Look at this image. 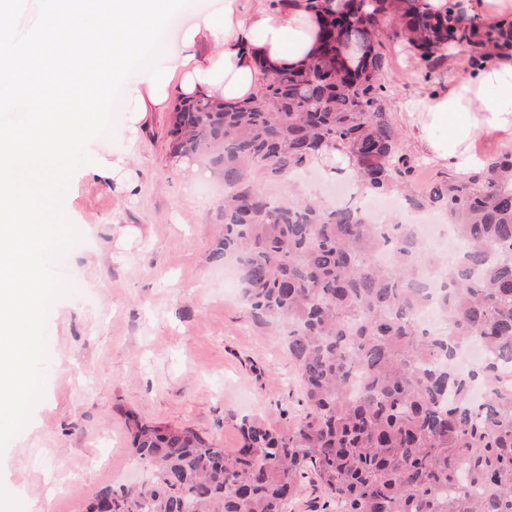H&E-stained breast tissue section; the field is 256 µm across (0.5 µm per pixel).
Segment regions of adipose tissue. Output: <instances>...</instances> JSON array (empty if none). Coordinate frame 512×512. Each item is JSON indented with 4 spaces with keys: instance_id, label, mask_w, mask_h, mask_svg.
Instances as JSON below:
<instances>
[{
    "instance_id": "ef3b65f1",
    "label": "adipose tissue",
    "mask_w": 512,
    "mask_h": 512,
    "mask_svg": "<svg viewBox=\"0 0 512 512\" xmlns=\"http://www.w3.org/2000/svg\"><path fill=\"white\" fill-rule=\"evenodd\" d=\"M249 3L244 10L239 0H224L222 11L202 16L184 31L187 54L172 53L164 68L131 90L129 127H136L148 108L163 110L175 99L250 100L275 71L302 67L315 56L320 27L308 0H287L283 6ZM201 42L222 49L199 58L190 48ZM176 70L182 79L174 91L169 74ZM406 118L418 152L435 165L462 174L481 168L482 143L512 142V48L496 52L476 75L411 99Z\"/></svg>"
}]
</instances>
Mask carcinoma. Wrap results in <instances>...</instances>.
<instances>
[{
	"mask_svg": "<svg viewBox=\"0 0 512 512\" xmlns=\"http://www.w3.org/2000/svg\"><path fill=\"white\" fill-rule=\"evenodd\" d=\"M309 4L322 44L307 65L277 71L246 102H182L169 130L175 156L205 155L224 180L209 259L233 260L253 321L284 331L306 413L286 426L243 417L228 453L129 412L151 478L101 488L88 512H288L308 484L331 512H512V390L499 369L512 359V150L414 193L417 164L386 102L389 56L373 40L392 28L430 79L454 46L466 48L468 68H484L493 50L512 48V25L484 23L464 0L442 11L426 0ZM346 42L367 45L355 71L340 60ZM327 148L352 156L359 197L395 192L437 211L463 249L437 257L397 216L374 224L353 204L280 202L263 188L291 183ZM382 250L392 263L377 261ZM424 270L443 333L418 320ZM473 338L489 356L458 372L456 353Z\"/></svg>",
	"mask_w": 512,
	"mask_h": 512,
	"instance_id": "1",
	"label": "carcinoma"
}]
</instances>
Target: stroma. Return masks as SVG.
Listing matches in <instances>:
<instances>
[{"label": "stroma", "instance_id": "stroma-1", "mask_svg": "<svg viewBox=\"0 0 512 512\" xmlns=\"http://www.w3.org/2000/svg\"><path fill=\"white\" fill-rule=\"evenodd\" d=\"M224 0H188L169 21L164 54L184 29ZM388 102L403 125L408 99L431 86L412 51L387 40ZM120 97L112 133L91 157L124 153L130 186L78 168L62 208L81 234L54 264L72 272L70 293L51 305L43 395L24 428L0 449V512H87L102 487L145 477L125 415L189 427L225 450L239 446L238 421L273 424L305 409L282 339L255 326L240 291L224 286L209 259L224 185L202 166L177 163L171 110L145 113L129 134Z\"/></svg>", "mask_w": 512, "mask_h": 512}]
</instances>
